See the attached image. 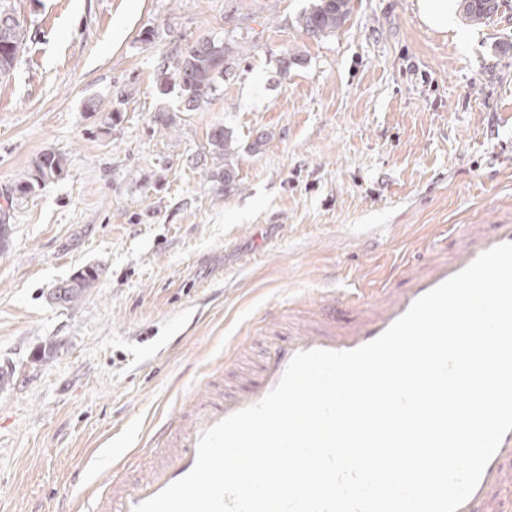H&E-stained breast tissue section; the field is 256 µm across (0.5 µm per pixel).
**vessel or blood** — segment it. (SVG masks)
Here are the masks:
<instances>
[{"label": "vessel or blood", "mask_w": 512, "mask_h": 512, "mask_svg": "<svg viewBox=\"0 0 512 512\" xmlns=\"http://www.w3.org/2000/svg\"><path fill=\"white\" fill-rule=\"evenodd\" d=\"M503 243H512V215L490 224L444 227L425 243L421 258L402 263L395 279L375 288L327 292L313 304L309 321L289 326L284 336L268 331L257 368L234 373L224 386L209 388L191 412L159 428L155 436L166 442L165 455L134 479L113 480L108 494L94 498L92 512H134L137 505L186 476L195 466L200 436L262 401L297 353L346 351L373 341L414 301ZM458 512H512V431L504 434Z\"/></svg>", "instance_id": "obj_1"}]
</instances>
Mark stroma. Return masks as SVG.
I'll return each instance as SVG.
<instances>
[{
	"label": "stroma",
	"instance_id": "stroma-1",
	"mask_svg": "<svg viewBox=\"0 0 512 512\" xmlns=\"http://www.w3.org/2000/svg\"><path fill=\"white\" fill-rule=\"evenodd\" d=\"M9 2L27 47L0 77V196L44 150L68 174L14 205L0 250V512H87L229 378L235 337L256 364L272 306L383 282L436 226L512 207V0L444 31L417 0H352L319 38L297 24L313 0ZM204 38L244 55L188 111L156 75ZM87 266L95 287L56 302ZM233 143L232 136L224 132V128L221 126L213 127L208 134V144L212 155L216 156L217 159H224L225 162L224 173H222L225 186H231L235 181L231 168L232 164L231 162L226 163V160H230L234 154L235 146Z\"/></svg>",
	"mask_w": 512,
	"mask_h": 512
}]
</instances>
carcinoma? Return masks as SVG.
Returning a JSON list of instances; mask_svg holds the SVG:
<instances>
[{
    "label": "carcinoma",
    "mask_w": 512,
    "mask_h": 512,
    "mask_svg": "<svg viewBox=\"0 0 512 512\" xmlns=\"http://www.w3.org/2000/svg\"><path fill=\"white\" fill-rule=\"evenodd\" d=\"M460 11L473 25L491 18L499 9V0H459ZM351 12V0H314L309 10L298 19L299 27L312 37H323L335 32L347 20ZM26 35L14 10L0 0V76L10 73L17 66L23 53ZM244 48L236 44L203 39L192 44L171 65L160 70L159 89L166 92L179 89L187 111L198 110L215 98L220 82L235 60L241 58ZM212 155L224 164V185L230 186L235 177L229 159L234 154L232 136L221 126H215L208 134ZM68 158L54 150H44L30 163L27 174L17 180L6 197L7 208L0 207V231L9 228L7 218L14 202L26 198L42 186L53 183L67 174ZM99 279L98 269L86 267L64 285L59 286L56 300L70 304L85 291L95 286Z\"/></svg>",
    "instance_id": "cac0c4a2"
}]
</instances>
